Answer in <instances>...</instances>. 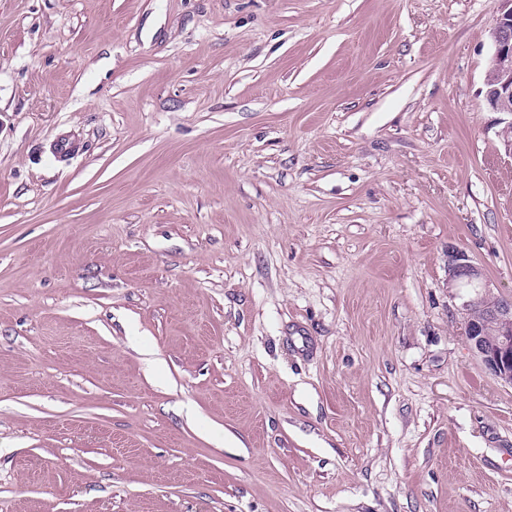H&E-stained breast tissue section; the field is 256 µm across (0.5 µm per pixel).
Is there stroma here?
Instances as JSON below:
<instances>
[{"instance_id":"stroma-1","label":"stroma","mask_w":512,"mask_h":512,"mask_svg":"<svg viewBox=\"0 0 512 512\" xmlns=\"http://www.w3.org/2000/svg\"><path fill=\"white\" fill-rule=\"evenodd\" d=\"M501 8L0 0V512H512ZM502 1L503 12L492 30L493 50L485 74V98L494 112L512 115V1ZM448 286L459 288L452 295L466 311L464 333L473 352L494 376L512 385V298L500 297L494 305H482L491 293L484 270L453 246L448 249ZM476 310L481 311L479 319L473 317Z\"/></svg>"}]
</instances>
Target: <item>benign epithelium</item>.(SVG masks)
I'll use <instances>...</instances> for the list:
<instances>
[{
	"label": "benign epithelium",
	"instance_id": "1",
	"mask_svg": "<svg viewBox=\"0 0 512 512\" xmlns=\"http://www.w3.org/2000/svg\"><path fill=\"white\" fill-rule=\"evenodd\" d=\"M493 50L485 74V98L495 112L512 114V0H503V12L492 30ZM448 287L466 311L464 333L485 367L512 385V298L482 305L490 294L484 270L463 250L448 247Z\"/></svg>",
	"mask_w": 512,
	"mask_h": 512
}]
</instances>
